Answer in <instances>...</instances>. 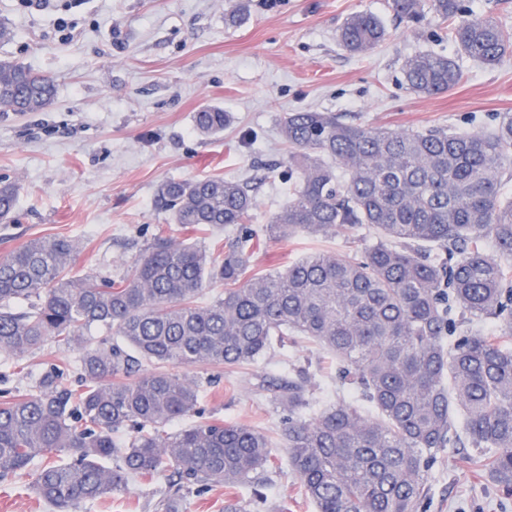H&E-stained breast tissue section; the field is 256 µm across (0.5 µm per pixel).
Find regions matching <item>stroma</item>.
Masks as SVG:
<instances>
[{
  "label": "stroma",
  "mask_w": 512,
  "mask_h": 512,
  "mask_svg": "<svg viewBox=\"0 0 512 512\" xmlns=\"http://www.w3.org/2000/svg\"><path fill=\"white\" fill-rule=\"evenodd\" d=\"M381 18L387 35L370 53L344 50L337 31L351 14ZM0 20L15 37L0 43L10 58L54 77L55 98L43 112L0 114V180L19 183L16 212L0 221V255L36 237L81 240L76 273L122 275L157 231L183 232L157 206L168 179L219 175L251 184L254 232L288 202L286 113L333 112L365 127L470 131L512 113V50L488 66L458 54L448 24L427 14L421 24L395 18L389 0H50L47 8L0 0ZM432 50L455 58L462 81L424 96L406 88L407 56ZM218 106L230 117L222 133L199 134L194 115ZM366 231L299 233L248 253V274L286 267L313 254L361 256ZM235 369L187 367L205 381L202 416L259 429L284 456L286 410L273 393L293 369L308 373L314 401L346 398L336 361L314 342L291 338ZM71 353L46 343L23 361L0 357V400L35 393L51 365ZM474 449L438 451L421 512H512V495L480 475ZM33 473L0 479V512H54L35 494ZM269 507L316 512L286 467L269 472ZM167 477L134 481L127 492L79 512H154Z\"/></svg>",
  "instance_id": "stroma-1"
}]
</instances>
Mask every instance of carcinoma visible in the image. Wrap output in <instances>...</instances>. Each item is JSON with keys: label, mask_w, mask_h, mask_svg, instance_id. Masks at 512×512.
Here are the masks:
<instances>
[{"label": "carcinoma", "mask_w": 512, "mask_h": 512, "mask_svg": "<svg viewBox=\"0 0 512 512\" xmlns=\"http://www.w3.org/2000/svg\"><path fill=\"white\" fill-rule=\"evenodd\" d=\"M390 7L411 23L427 8L452 21L457 51L488 65L512 46V33L475 15L471 0ZM385 37L368 13L346 18L337 34L357 55ZM401 72L425 96L462 80L453 58L432 51L406 57ZM54 96L51 76L0 59L1 112H42ZM194 121L198 133L213 135L227 115L205 107ZM281 135L298 182L245 245L177 243L160 230L116 279L72 274L80 243L66 237L34 238L0 256V355L19 361L51 341L77 353L81 377L72 387L50 370L36 393L0 401V477L62 456L37 468L33 484L59 512L164 472L179 491L259 487L275 462L263 433L205 419L166 430L199 413L205 390L168 366H242L283 337L302 336L336 359L343 384L372 408L342 400L305 420L304 374L278 386L274 400L288 410L285 462L317 512H419L434 453L463 437L512 493V114L471 133L368 128L302 110L287 113ZM18 194V183L0 181L1 221ZM157 202L180 231L196 234L248 223L255 195L246 183L212 176L167 180ZM358 227L375 239L358 259L315 254L245 277L248 246ZM210 282L224 293L201 305ZM489 318L499 322L494 336L480 326ZM93 326L119 341L85 335ZM127 426L136 435L122 441Z\"/></svg>", "instance_id": "carcinoma-1"}]
</instances>
